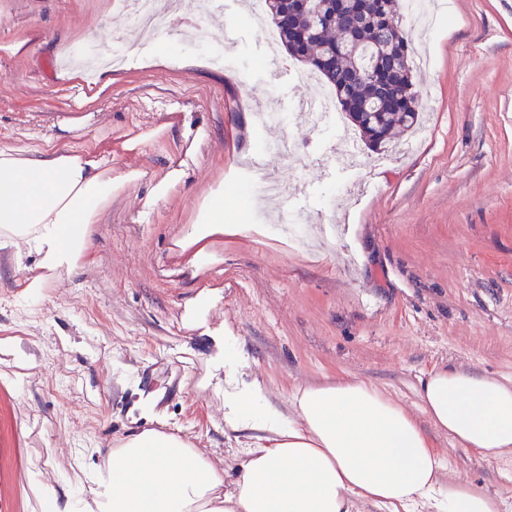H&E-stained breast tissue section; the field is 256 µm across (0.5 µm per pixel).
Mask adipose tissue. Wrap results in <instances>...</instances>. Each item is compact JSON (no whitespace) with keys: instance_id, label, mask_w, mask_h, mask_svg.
<instances>
[{"instance_id":"1","label":"adipose tissue","mask_w":512,"mask_h":512,"mask_svg":"<svg viewBox=\"0 0 512 512\" xmlns=\"http://www.w3.org/2000/svg\"><path fill=\"white\" fill-rule=\"evenodd\" d=\"M124 183L97 138L77 151L0 148V247L19 269L35 257L26 296L40 294L42 270L90 262L88 227ZM417 395L458 447L512 454V380L441 367ZM224 422L250 435L232 482L188 441L146 430L107 453L108 512H498L469 481L442 483L443 457L416 418L356 378L295 386L284 411L258 383L230 382Z\"/></svg>"}]
</instances>
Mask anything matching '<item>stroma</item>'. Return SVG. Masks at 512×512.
Masks as SVG:
<instances>
[{"label": "stroma", "mask_w": 512, "mask_h": 512, "mask_svg": "<svg viewBox=\"0 0 512 512\" xmlns=\"http://www.w3.org/2000/svg\"><path fill=\"white\" fill-rule=\"evenodd\" d=\"M440 2L426 40L403 17L430 60L413 73L419 130L383 156L361 149L349 172L323 167L346 142L294 113L304 64L278 50L289 74L271 79L238 0L208 18L180 0L194 39L126 45L105 87L63 58L125 21L109 0H0V147L98 137L113 174L140 173L91 226V261L47 273L39 297L0 248V512H94L91 474L145 430L232 463L247 437L224 424L228 376L259 382L283 411L297 385L360 379L415 411L446 455L442 479L465 477L512 512V456L457 448L418 410L436 367L512 379V0ZM263 112L284 119L259 123ZM288 140L299 189L286 206L308 226L333 220L329 239L288 240L277 211L242 195L248 155ZM180 161L185 178L154 200ZM219 189L242 231L212 237L218 260L200 266L181 242Z\"/></svg>", "instance_id": "obj_1"}]
</instances>
